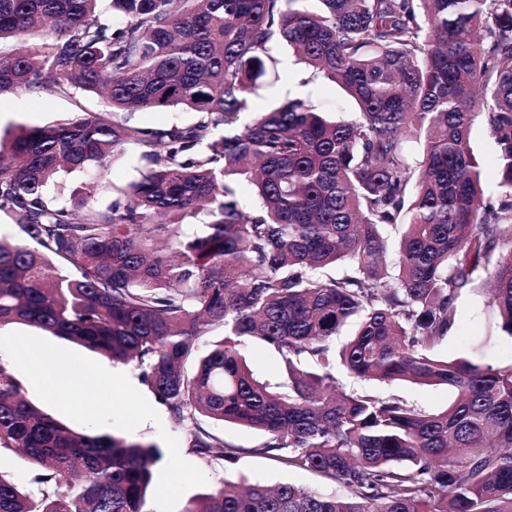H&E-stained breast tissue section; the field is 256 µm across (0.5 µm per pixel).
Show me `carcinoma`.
<instances>
[{"instance_id": "obj_1", "label": "carcinoma", "mask_w": 512, "mask_h": 512, "mask_svg": "<svg viewBox=\"0 0 512 512\" xmlns=\"http://www.w3.org/2000/svg\"><path fill=\"white\" fill-rule=\"evenodd\" d=\"M101 2L0 0V95L106 104L0 143V219L24 239L0 238V327L134 363L198 455L234 463L240 449L206 422L244 426L264 436L255 453L334 486L226 480L182 512H512V366L437 355L480 283L512 339V0ZM276 43L355 115L296 98L241 122ZM164 109L195 120L128 119ZM479 120L500 149L494 199L471 146ZM130 145L145 166L109 206L83 187L53 195ZM238 177L258 210L237 199ZM245 339L276 356L281 390L253 375ZM338 364L457 399L426 413L338 385ZM2 448L37 489L0 474V512H151L157 444L72 429L0 363Z\"/></svg>"}]
</instances>
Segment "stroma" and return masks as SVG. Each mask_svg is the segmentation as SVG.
<instances>
[{
    "mask_svg": "<svg viewBox=\"0 0 512 512\" xmlns=\"http://www.w3.org/2000/svg\"><path fill=\"white\" fill-rule=\"evenodd\" d=\"M272 55L276 63L263 87L251 98L253 110H262L277 100L298 97L310 101L318 111L331 113L339 119L353 112L352 101L340 87L325 77L312 76L309 69L299 63L287 49L274 47ZM104 108L103 99L93 94L33 96L24 92L5 93L0 95V136L9 137L20 126L49 125L76 113L100 112ZM472 146L484 173L486 195H497L499 147L489 137L484 123L474 125ZM139 167L136 149H128L116 159L107 173L97 179V204H111L113 191L136 179ZM438 353L448 359L464 357L477 364L506 367L512 365V339L493 334L486 295L468 293L460 297L456 325L439 346ZM336 380L350 390L370 391L381 397H400L409 405L428 412L446 409L456 396L453 389L443 385H419L401 381L392 384L373 383L350 376L341 369L336 372ZM213 431L227 443L239 447L240 454L235 464L228 465L216 457L196 455L186 447L181 450L187 461L206 473L209 486L220 485L227 479L268 486L282 482L318 486V478L311 473L283 468L255 454V447L263 441L259 433L232 425H217Z\"/></svg>",
    "mask_w": 512,
    "mask_h": 512,
    "instance_id": "stroma-1",
    "label": "stroma"
}]
</instances>
